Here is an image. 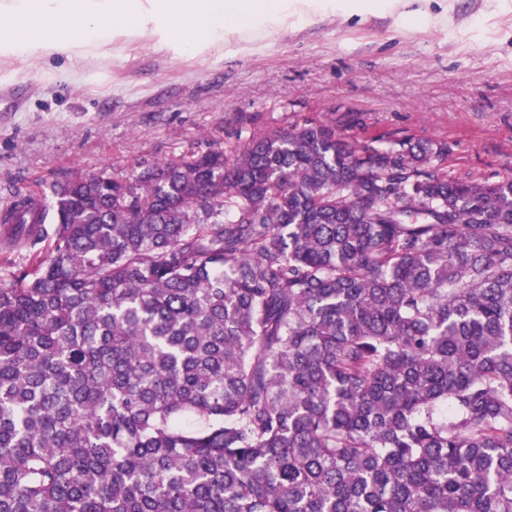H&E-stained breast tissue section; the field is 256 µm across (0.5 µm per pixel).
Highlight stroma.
<instances>
[{"label": "stroma", "mask_w": 512, "mask_h": 512, "mask_svg": "<svg viewBox=\"0 0 512 512\" xmlns=\"http://www.w3.org/2000/svg\"><path fill=\"white\" fill-rule=\"evenodd\" d=\"M328 12L194 54L152 30L115 32L105 51L0 57V208L36 182L179 156L191 143L236 142L304 120L350 138L413 137L450 146L455 176L512 175V0H420Z\"/></svg>", "instance_id": "obj_1"}]
</instances>
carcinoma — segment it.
Returning a JSON list of instances; mask_svg holds the SVG:
<instances>
[{
  "label": "carcinoma",
  "instance_id": "carcinoma-1",
  "mask_svg": "<svg viewBox=\"0 0 512 512\" xmlns=\"http://www.w3.org/2000/svg\"><path fill=\"white\" fill-rule=\"evenodd\" d=\"M447 158L306 120L13 201L0 512H512V176Z\"/></svg>",
  "mask_w": 512,
  "mask_h": 512
}]
</instances>
